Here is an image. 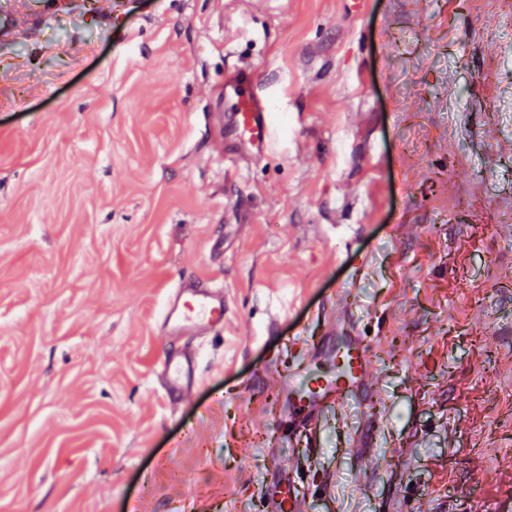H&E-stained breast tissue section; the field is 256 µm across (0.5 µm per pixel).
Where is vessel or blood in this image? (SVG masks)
I'll use <instances>...</instances> for the list:
<instances>
[{
  "label": "vessel or blood",
  "mask_w": 512,
  "mask_h": 512,
  "mask_svg": "<svg viewBox=\"0 0 512 512\" xmlns=\"http://www.w3.org/2000/svg\"><path fill=\"white\" fill-rule=\"evenodd\" d=\"M224 130L241 144L244 157L256 160L271 154L278 138L270 99L261 93L254 73L237 69L224 81ZM243 157V158H244ZM227 296L223 285L196 280H178L165 291L158 327L168 336L171 347L164 355L158 380L161 394L175 401L189 393L200 379L199 352L180 347L183 337L198 344L207 336L223 332L227 323ZM348 373L333 379H318L310 393L309 410L301 420L307 435H315L324 409L343 405L351 388L364 379L371 366L366 337H350L343 353Z\"/></svg>",
  "instance_id": "1"
}]
</instances>
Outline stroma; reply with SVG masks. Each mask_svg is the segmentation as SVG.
I'll return each mask as SVG.
<instances>
[{"label":"stroma","instance_id":"obj_1","mask_svg":"<svg viewBox=\"0 0 512 512\" xmlns=\"http://www.w3.org/2000/svg\"><path fill=\"white\" fill-rule=\"evenodd\" d=\"M0 512H512V9L500 0H0ZM279 146L224 181L232 67ZM223 250H213L215 240ZM223 282L201 383L156 325ZM294 301L288 314L282 302ZM372 368L289 434L311 372ZM224 284L178 280L165 291L158 328L171 344L193 336V349L171 348L161 360L158 380L161 394L170 403L189 393L200 380L199 348L206 336L224 333L227 323ZM368 336H352L341 358L344 356L350 368L347 374L337 375L336 379H322L312 384L309 411L301 420V427L307 433L310 444L314 445L319 416L324 409L339 407L348 400L350 388L362 382L371 366Z\"/></svg>","mask_w":512,"mask_h":512}]
</instances>
